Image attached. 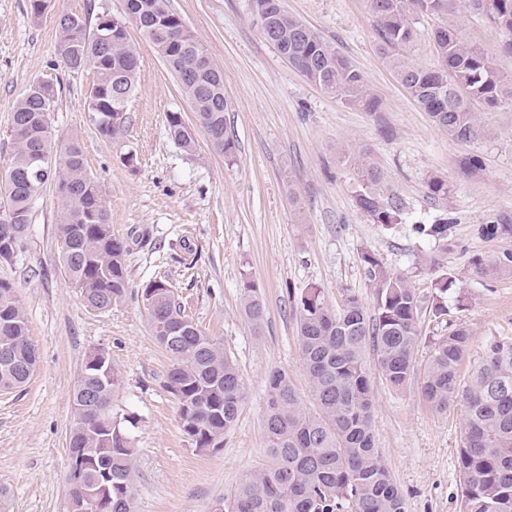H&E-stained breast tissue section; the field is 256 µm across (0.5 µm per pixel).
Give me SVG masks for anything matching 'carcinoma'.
<instances>
[{"mask_svg":"<svg viewBox=\"0 0 512 512\" xmlns=\"http://www.w3.org/2000/svg\"><path fill=\"white\" fill-rule=\"evenodd\" d=\"M384 43L397 48L412 42L414 14L442 15L433 32L434 67L397 64L402 84L448 137L469 141L483 132L477 114L512 102V69L506 70L464 37L447 18L448 0H368ZM469 11L484 16L494 28L512 32V0H466ZM271 13L273 47L306 79L348 105L369 112L379 108L360 70L301 19L283 8V0H252V12ZM126 13L138 18L141 35L178 80L194 110L188 124L179 112L167 115L171 139L183 150L196 148L195 127L202 128L213 149L231 158L235 140L227 133L224 76L207 63V51L170 10L168 0H126ZM57 50L70 70L86 66L96 81L86 100L99 133L110 139L128 130L127 103L137 89L139 54L127 28L90 12L58 17ZM55 100L51 83L34 84L17 102L11 118L14 141L0 197V225H11L12 239L23 241L33 219L36 199L53 182L61 210L57 232L69 281L92 308H110L125 294L126 244L112 236L110 213L100 183L88 172L80 138L59 140L48 124ZM47 161L39 164L36 156ZM358 208L372 223L389 227L403 221L397 198L384 197L379 178L362 169ZM376 294L366 309L352 289L342 304L331 305L324 291L311 286L297 300L298 341L303 369L315 410L304 407L288 371L268 377L265 430L270 464L255 471L217 512H405L404 495L382 462L375 444V402L364 364L366 348L377 355L378 369L394 389L406 387L417 371L421 342V300L407 279L387 269L376 256L363 255ZM475 272L512 274V251L487 262L473 261ZM452 277L434 280L431 308L447 315ZM151 296L147 308L159 345L173 360L168 386L178 400L183 432L198 449L221 446L244 402L235 361L220 343L189 319L173 291L160 281L144 286ZM244 312L253 325L264 321L255 284L243 280ZM185 325L190 331L166 337L167 330ZM9 346V365L0 361V390L23 387L33 375L26 313L10 281L0 278V349ZM471 336L457 325L431 345L423 365L422 392L439 412L457 402L465 409L459 465L462 476L460 512H512V339L490 340L472 362L467 377L460 366L470 357ZM88 384L115 390L118 376L99 381L98 369L82 368ZM74 414L69 447L85 465L84 482L95 484L112 473V512H134L135 449L107 405L73 393Z\"/></svg>","mask_w":512,"mask_h":512,"instance_id":"1","label":"carcinoma"}]
</instances>
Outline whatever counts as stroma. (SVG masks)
<instances>
[{
	"label": "stroma",
	"mask_w": 512,
	"mask_h": 512,
	"mask_svg": "<svg viewBox=\"0 0 512 512\" xmlns=\"http://www.w3.org/2000/svg\"><path fill=\"white\" fill-rule=\"evenodd\" d=\"M283 4L362 72L379 109L347 105L308 82L262 38L251 0H169L224 73L227 132L237 147L228 159L204 131H197L190 154L171 140L168 113L188 122L194 114L133 24L128 31L140 66L128 132L113 141L97 131L86 104L95 73L65 68L56 22L61 13L88 9L122 18L125 0H51L37 18L30 0H0V172L13 152L16 102L35 82H52V131L81 139L87 168L106 192L112 234L128 247L125 295L93 311L60 261V201L49 186L18 258L0 263V278L11 280L39 354L24 387L0 390V512H68L72 395L96 349L108 353L119 377L112 415L136 450L134 512H213L268 461L269 374L287 370L303 403L311 401L296 331L302 289L319 286L336 305L350 288L373 308L364 253L404 275L421 296L418 363L456 324L470 330L472 358L492 338L512 337V275L472 271L474 259L512 250V106L479 113L483 135L453 141L401 85L367 0ZM449 10L466 38L512 68L505 51L512 32L467 11L465 0H449ZM410 22L415 38L400 58L433 66L438 17L417 14ZM361 161L377 171L386 196L400 199L404 223L386 228L359 210ZM434 176L447 179V196L429 194ZM442 218L449 222L447 240L417 233V226ZM443 272L454 277L455 291L439 319L428 301ZM247 278L265 305L258 329L242 309ZM155 280L171 286L186 314L237 364L245 400L222 447L196 449L182 431L178 401L167 387L172 360L141 298ZM365 364L376 446L406 512H460L462 407L435 411L417 381L392 389L374 352H366Z\"/></svg>",
	"instance_id": "obj_1"
}]
</instances>
